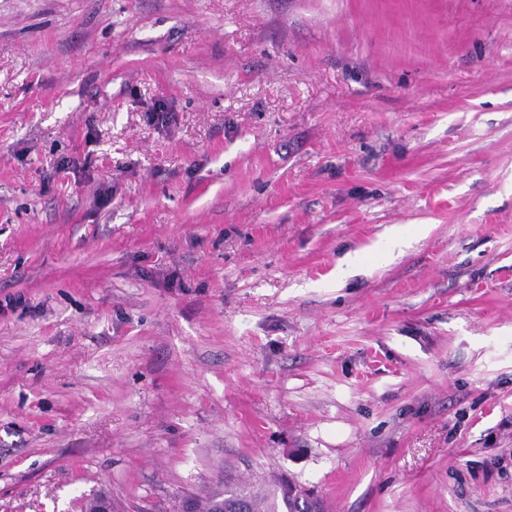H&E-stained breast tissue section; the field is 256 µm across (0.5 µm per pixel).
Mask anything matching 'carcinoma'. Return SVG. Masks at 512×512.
Returning a JSON list of instances; mask_svg holds the SVG:
<instances>
[{
	"mask_svg": "<svg viewBox=\"0 0 512 512\" xmlns=\"http://www.w3.org/2000/svg\"><path fill=\"white\" fill-rule=\"evenodd\" d=\"M191 501L196 512H322L321 504L309 493H299L281 480L271 487L238 484L232 478H224V490L203 498L187 495L178 505L185 509Z\"/></svg>",
	"mask_w": 512,
	"mask_h": 512,
	"instance_id": "1",
	"label": "carcinoma"
}]
</instances>
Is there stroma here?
<instances>
[{
  "label": "stroma",
  "mask_w": 512,
  "mask_h": 512,
  "mask_svg": "<svg viewBox=\"0 0 512 512\" xmlns=\"http://www.w3.org/2000/svg\"><path fill=\"white\" fill-rule=\"evenodd\" d=\"M283 474L512 512V0H0V512Z\"/></svg>",
  "instance_id": "obj_1"
}]
</instances>
